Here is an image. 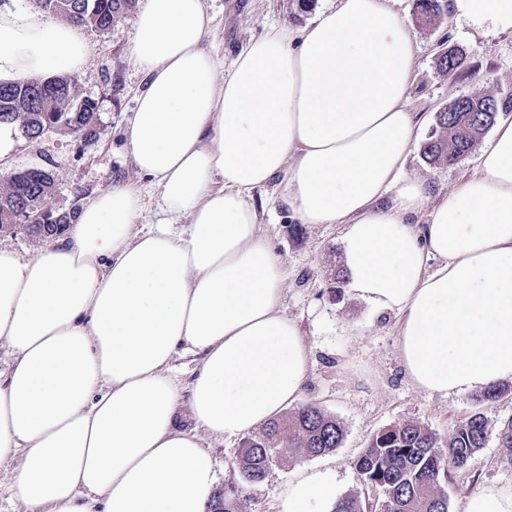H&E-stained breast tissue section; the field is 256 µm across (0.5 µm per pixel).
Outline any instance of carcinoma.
<instances>
[{
  "mask_svg": "<svg viewBox=\"0 0 512 512\" xmlns=\"http://www.w3.org/2000/svg\"><path fill=\"white\" fill-rule=\"evenodd\" d=\"M136 0H36L46 14L77 25L112 29L131 11ZM448 13V0H415V18L433 24ZM466 57L450 48L438 55L437 66L446 75L458 72ZM512 112V92L499 98L468 94L453 98L436 115V130L423 145L432 163L455 164L467 156L498 113ZM0 124L17 125L24 135L39 139L44 129L79 136L97 134V103L78 94L74 81L55 77L0 86ZM54 178L41 168H28L0 184V232L15 225L12 217L35 207L44 210V223L27 224L37 237H56L65 231L71 212L52 206ZM488 429L475 413L456 426L442 447L437 436L418 423L378 432L356 461L367 487H379L384 500L345 496L336 512H449L444 482L448 466L461 467L485 447ZM344 432L335 417L313 405H303L270 421L262 434L248 436L234 461L242 481H262L274 467H286L303 457H319L336 450ZM209 512H238L237 489L231 485L212 497Z\"/></svg>",
  "mask_w": 512,
  "mask_h": 512,
  "instance_id": "carcinoma-1",
  "label": "carcinoma"
}]
</instances>
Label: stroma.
<instances>
[{
  "label": "stroma",
  "instance_id": "1",
  "mask_svg": "<svg viewBox=\"0 0 512 512\" xmlns=\"http://www.w3.org/2000/svg\"><path fill=\"white\" fill-rule=\"evenodd\" d=\"M332 4L333 0H204L213 18L207 45L227 65L237 50L271 26H304ZM395 9L409 20L417 45L409 108L417 112L419 126L406 175L426 181L437 198L473 171L475 158L467 156L453 166L423 158L421 146L436 127L435 114L460 95L512 92V33L479 29L464 20L421 24L414 19V0H397ZM136 17V12H129L105 32L91 26L82 29L91 53L71 78L81 95L98 104L97 137L84 140L52 133L32 141L21 135L15 150L0 160V168L10 173L30 167L50 171L55 179L52 204L57 209L68 210L74 202H85L113 184L127 181L141 189L142 223L158 218V192L137 173L126 150L125 130L143 83L141 72L129 59ZM452 45L466 51L467 65L446 76L438 71L436 57ZM250 201L258 212L260 229L286 273L280 310L299 324L310 349L299 402L335 417L344 429V439L330 454L273 468L261 482L248 484L233 470L241 438L204 436L216 461L214 492L235 485L239 488V512H278L280 499L298 470L317 466L334 472L337 496L377 498L380 490L364 486L354 466L376 433L415 421L444 443L459 423L479 412L487 421L488 439L464 467L449 468L445 482L449 512H463L466 499L483 486L512 493V451L499 441L504 421L512 418V392L495 403L479 404L470 393L444 397L416 388L399 355V315L373 313L347 288L333 285L335 272L343 268L342 225L300 223L280 176L251 191Z\"/></svg>",
  "mask_w": 512,
  "mask_h": 512
}]
</instances>
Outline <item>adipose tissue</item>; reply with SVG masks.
I'll use <instances>...</instances> for the list:
<instances>
[{
	"mask_svg": "<svg viewBox=\"0 0 512 512\" xmlns=\"http://www.w3.org/2000/svg\"><path fill=\"white\" fill-rule=\"evenodd\" d=\"M392 3L336 0L249 41L225 71L203 0H143L129 56L146 85L126 147L161 219L142 223L139 187L119 183L32 258L0 249V464L17 462L24 512H206L216 475L201 432L247 433L299 399L309 348L279 310L284 271L249 201L279 175L300 223L344 225L349 289L401 314L418 389L512 379V119L430 202L404 175L416 52ZM448 14L512 31V0H448ZM89 54L79 27L0 9L1 83L72 73ZM181 354L200 358L193 432L178 419ZM336 502L332 472L305 469L281 512Z\"/></svg>",
	"mask_w": 512,
	"mask_h": 512,
	"instance_id": "ef3b65f1",
	"label": "adipose tissue"
}]
</instances>
